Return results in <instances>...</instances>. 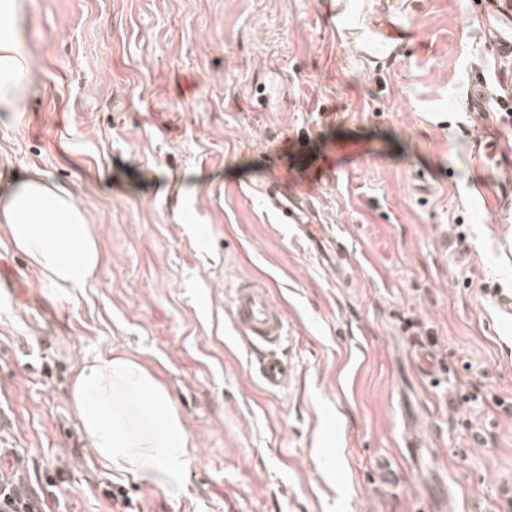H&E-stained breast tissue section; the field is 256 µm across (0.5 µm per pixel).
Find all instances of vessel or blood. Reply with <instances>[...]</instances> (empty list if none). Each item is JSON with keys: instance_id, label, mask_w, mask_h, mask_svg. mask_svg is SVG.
I'll return each instance as SVG.
<instances>
[{"instance_id": "obj_1", "label": "vessel or blood", "mask_w": 512, "mask_h": 512, "mask_svg": "<svg viewBox=\"0 0 512 512\" xmlns=\"http://www.w3.org/2000/svg\"><path fill=\"white\" fill-rule=\"evenodd\" d=\"M266 205L280 216L282 223L293 225L297 236L317 237L321 242L320 257L335 263L338 272H345L348 246L343 237H327L324 228L315 227L312 196L286 194L273 187L266 195ZM232 316L243 341L257 353L254 370L266 391L275 393L288 388L293 372L279 352L288 335V317L274 303L270 290L247 281L240 283L232 297Z\"/></svg>"}]
</instances>
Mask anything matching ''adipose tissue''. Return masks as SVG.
Masks as SVG:
<instances>
[{"label": "adipose tissue", "mask_w": 512, "mask_h": 512, "mask_svg": "<svg viewBox=\"0 0 512 512\" xmlns=\"http://www.w3.org/2000/svg\"><path fill=\"white\" fill-rule=\"evenodd\" d=\"M23 0H0V112L19 111L33 59L19 21ZM0 228L62 298L86 287L101 264L93 229L71 192L36 168L0 191ZM72 400L90 448L110 469L171 478L189 463L190 435L165 387L135 359L114 353L84 367Z\"/></svg>", "instance_id": "obj_1"}]
</instances>
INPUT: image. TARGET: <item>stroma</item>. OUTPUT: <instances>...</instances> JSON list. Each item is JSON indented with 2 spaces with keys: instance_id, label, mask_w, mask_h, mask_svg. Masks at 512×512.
<instances>
[{
  "instance_id": "stroma-1",
  "label": "stroma",
  "mask_w": 512,
  "mask_h": 512,
  "mask_svg": "<svg viewBox=\"0 0 512 512\" xmlns=\"http://www.w3.org/2000/svg\"><path fill=\"white\" fill-rule=\"evenodd\" d=\"M33 83L0 112V185L36 166L70 189L103 260L75 299L0 229V447L51 512H512V185L507 116L471 112L498 79L482 0H26ZM334 163L315 190L351 249L343 288L264 207L300 154ZM244 280L288 315L295 379L264 391L231 314ZM431 327L434 380L406 320ZM136 357L193 447L157 484L109 469L71 401L78 372ZM476 391L464 400L467 391ZM432 447L419 467L404 439Z\"/></svg>"
}]
</instances>
